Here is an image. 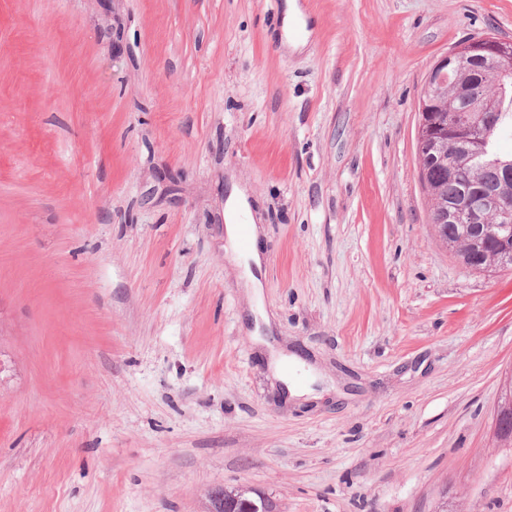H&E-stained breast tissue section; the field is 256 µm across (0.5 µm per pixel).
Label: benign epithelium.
<instances>
[{
	"mask_svg": "<svg viewBox=\"0 0 512 512\" xmlns=\"http://www.w3.org/2000/svg\"><path fill=\"white\" fill-rule=\"evenodd\" d=\"M491 58L496 61L501 75L496 84L497 104L481 113V122L474 123L468 118L450 120L444 125L436 120L438 108L432 98L421 103L420 126L437 132L431 147L419 154L420 166L431 168L435 165V151L442 145H463L467 142L478 146L469 173L448 165L439 168L441 176L460 184L459 193L448 200V205L438 210L431 218L435 228L445 224H458L465 228L467 249L472 254H482L489 240L498 243L493 260L512 262V199L501 192L498 183L486 182L483 170L499 165L496 158H490L486 132L497 128L504 107L512 103V43L497 39H480L462 50L455 48L442 57L430 71L426 91L432 93L437 87L447 84L456 70L473 62Z\"/></svg>",
	"mask_w": 512,
	"mask_h": 512,
	"instance_id": "7a95c632",
	"label": "benign epithelium"
}]
</instances>
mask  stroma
I'll return each instance as SVG.
<instances>
[{"label": "stroma", "instance_id": "1", "mask_svg": "<svg viewBox=\"0 0 512 512\" xmlns=\"http://www.w3.org/2000/svg\"><path fill=\"white\" fill-rule=\"evenodd\" d=\"M299 3L294 52L285 0H0V512H512V269L442 245L417 155L512 0ZM248 210V205L245 197L239 193H233L228 202L227 209V224L226 234L230 243V246L236 251L240 249L238 245V239L242 231L241 223L243 216ZM248 493L249 492H246L243 489L228 490V489L224 488V491L222 489L217 490L213 494L214 504L216 505V507L214 506V508L211 511L212 512L224 511V508L226 507L229 509L227 512H241V511H234V509L240 507L242 501H244V500H249V501H253V502L258 501V497L254 498V497L248 495ZM259 502H260V505H258L256 502L255 503L260 507V510H262L264 512L273 511L272 504L270 503L269 500L266 499L267 504L265 502L262 503L261 500Z\"/></svg>", "mask_w": 512, "mask_h": 512}]
</instances>
